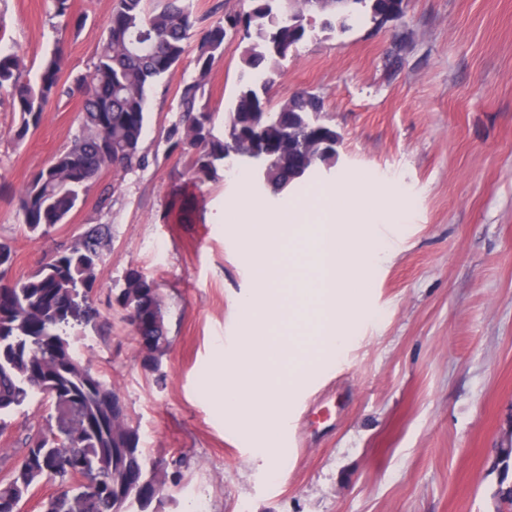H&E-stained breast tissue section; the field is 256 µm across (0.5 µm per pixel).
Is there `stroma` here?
<instances>
[{
    "instance_id": "1",
    "label": "stroma",
    "mask_w": 512,
    "mask_h": 512,
    "mask_svg": "<svg viewBox=\"0 0 512 512\" xmlns=\"http://www.w3.org/2000/svg\"><path fill=\"white\" fill-rule=\"evenodd\" d=\"M0 0V49L37 77L62 46L64 81L88 75L117 0ZM242 45L210 67L199 105L223 126L238 87ZM197 40L176 72L147 92L143 167L110 170L64 224L36 237L17 199L80 131L79 97H61L23 141L0 97V242L13 278L28 276L90 225L112 227L92 299L99 329L73 330L93 372L120 390L150 461L180 460L156 512H189L186 488L208 512H512L493 463L512 445V0H405L383 26L349 19L331 29L313 13L305 39L281 61L269 97L280 107L318 96L339 132V159L312 188L364 174L379 198L401 193L394 250L365 292V313L340 358L308 340L305 396L329 415L288 402L297 447L266 450L224 411L218 377L244 331L251 242L225 224L235 204L289 208L299 194L256 197L227 173L199 183L173 149L183 86L197 75ZM138 268L164 298L168 345L146 370L110 289ZM48 403L19 407L0 433V480L24 439L45 427Z\"/></svg>"
}]
</instances>
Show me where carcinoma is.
Wrapping results in <instances>:
<instances>
[{"label":"carcinoma","instance_id":"carcinoma-1","mask_svg":"<svg viewBox=\"0 0 512 512\" xmlns=\"http://www.w3.org/2000/svg\"><path fill=\"white\" fill-rule=\"evenodd\" d=\"M249 3L248 11L228 13L202 33L198 74L183 87L171 138L174 147L192 153L198 181L237 165L251 171L259 190H294L319 169L336 167V130L322 119L320 99L306 92L270 108L275 65L304 39L310 13L327 15L331 26L359 5L371 21L383 23L400 18L402 0H345L339 11L336 0ZM194 31L191 0H157L152 9L147 0H118L90 77L71 84L61 81L59 48L44 58L36 85L26 79L18 54L0 51V95L19 115L16 139L40 125L52 100L77 95L83 101L80 134L19 194L30 233L46 236L63 223L103 170L144 163L147 88L177 69ZM234 36L244 45L242 69L217 134L213 114L197 108V97L215 56ZM254 153L265 159L261 171L245 161ZM111 241L112 225L95 224L24 280L9 277L13 251L0 242V417L38 397L51 402L55 421L25 440L9 479L0 482V512H21L45 478L57 481L60 492L43 512H151L171 480L163 463L144 455L120 391L84 363L69 337L77 327L100 325L91 295ZM113 299L126 312L143 367L157 371L168 344L157 283L130 268ZM87 470L96 473V482L72 488L71 480Z\"/></svg>","mask_w":512,"mask_h":512}]
</instances>
